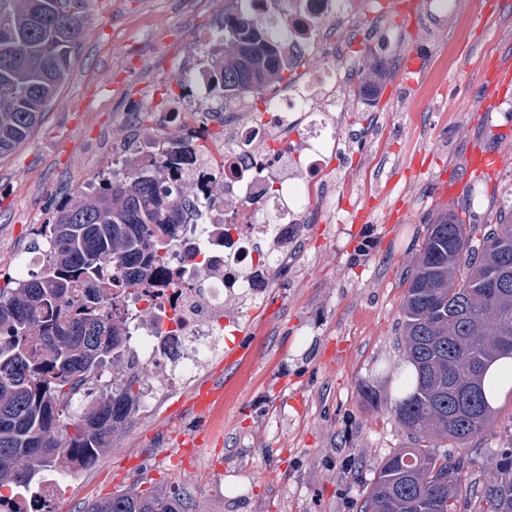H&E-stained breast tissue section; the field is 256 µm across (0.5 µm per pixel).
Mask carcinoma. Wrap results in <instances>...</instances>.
<instances>
[{"instance_id":"obj_1","label":"carcinoma","mask_w":512,"mask_h":512,"mask_svg":"<svg viewBox=\"0 0 512 512\" xmlns=\"http://www.w3.org/2000/svg\"><path fill=\"white\" fill-rule=\"evenodd\" d=\"M224 0L212 36L224 52L205 75L224 101L284 80L288 0L265 9ZM87 0H9L0 7V155L34 132L58 99L87 20ZM190 137L163 140L106 185L69 198L36 229L42 265L0 288V501L26 497L46 468L62 476L92 464L138 414V378L121 365L129 333L114 310L125 288L147 287L176 240L177 200L165 187ZM403 376L394 412L413 447L379 466L364 512H457L463 456L437 449L484 438L493 410L487 366L512 356V217L427 225L402 304ZM83 512H192L178 492L115 494ZM475 512H512V452L478 490Z\"/></svg>"}]
</instances>
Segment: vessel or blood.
Listing matches in <instances>:
<instances>
[{
    "mask_svg": "<svg viewBox=\"0 0 512 512\" xmlns=\"http://www.w3.org/2000/svg\"><path fill=\"white\" fill-rule=\"evenodd\" d=\"M257 356L258 352L254 349L228 353L223 382L193 391L191 404L195 411L203 414L209 423L220 422L224 417L225 407L237 400L240 388L248 379Z\"/></svg>",
    "mask_w": 512,
    "mask_h": 512,
    "instance_id": "vessel-or-blood-1",
    "label": "vessel or blood"
}]
</instances>
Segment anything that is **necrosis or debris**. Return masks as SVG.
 <instances>
[{"label": "necrosis or debris", "mask_w": 512, "mask_h": 512, "mask_svg": "<svg viewBox=\"0 0 512 512\" xmlns=\"http://www.w3.org/2000/svg\"><path fill=\"white\" fill-rule=\"evenodd\" d=\"M388 0H289L288 60L291 80L261 99L225 104L196 70L197 56L211 46L199 36L185 52L187 90L164 113L142 108L131 114L135 130L120 151L129 158L179 122L198 146L178 173L177 185L192 202L168 267L152 287L121 296L137 361L143 408L160 397L155 373L172 384L191 381L224 337L236 333L253 305L288 271V257L305 237L315 212L326 211L335 192L329 163L341 148L340 103L344 77L336 62L345 56L336 29L358 12L385 9ZM331 59V69L313 71L310 57ZM223 181V196L213 185ZM227 224L217 238L218 224Z\"/></svg>", "instance_id": "4bbe7bcc"}]
</instances>
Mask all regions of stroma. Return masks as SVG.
<instances>
[{
    "instance_id": "stroma-1",
    "label": "stroma",
    "mask_w": 512,
    "mask_h": 512,
    "mask_svg": "<svg viewBox=\"0 0 512 512\" xmlns=\"http://www.w3.org/2000/svg\"><path fill=\"white\" fill-rule=\"evenodd\" d=\"M89 20L57 102L31 137L0 156V287L15 275L42 224L111 164L131 137L127 117L180 90L187 41L215 33L224 0H89ZM385 31L386 47L357 42ZM356 58L340 117L347 144L336 159L349 193L320 217L289 262L288 278L225 340L193 386L224 377L227 352L264 344L238 401L210 443L183 460L177 435L196 429L193 386L174 387L116 434L94 464L59 478L54 512L117 492L180 489L194 512H361L380 463L412 447L392 406L398 388L401 304L426 226L453 212L495 223L512 205V0H455L420 27L365 10L342 31ZM505 74L498 97L483 82ZM493 151L498 169L454 198L460 162ZM380 402L364 401L365 383ZM512 450V392L496 407L490 434L452 457H467L459 512H471L474 484Z\"/></svg>"
}]
</instances>
